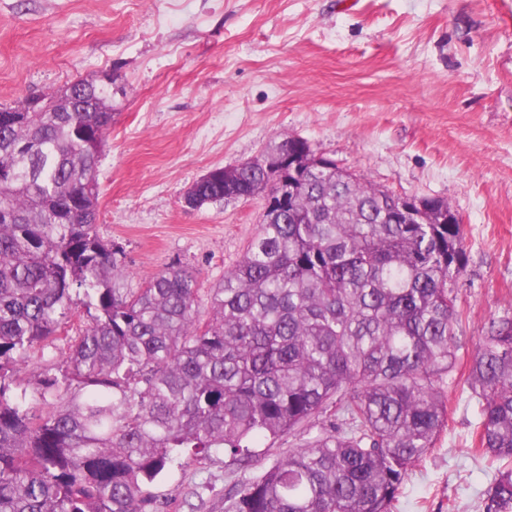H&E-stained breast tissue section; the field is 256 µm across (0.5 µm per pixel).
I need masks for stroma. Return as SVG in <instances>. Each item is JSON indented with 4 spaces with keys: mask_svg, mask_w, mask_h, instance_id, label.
Wrapping results in <instances>:
<instances>
[{
    "mask_svg": "<svg viewBox=\"0 0 512 512\" xmlns=\"http://www.w3.org/2000/svg\"><path fill=\"white\" fill-rule=\"evenodd\" d=\"M109 69L98 232L131 286L176 263L222 281L263 201L190 209L183 195L286 136L457 211L468 263L448 425L392 512H483L495 469L472 452L480 406L463 382L481 323L512 317V0H0V106ZM241 477L219 455L153 489L209 512Z\"/></svg>",
    "mask_w": 512,
    "mask_h": 512,
    "instance_id": "35a3bbf8",
    "label": "stroma"
}]
</instances>
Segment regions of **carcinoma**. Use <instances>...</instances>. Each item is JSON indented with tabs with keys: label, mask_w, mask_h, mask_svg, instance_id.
<instances>
[{
	"label": "carcinoma",
	"mask_w": 512,
	"mask_h": 512,
	"mask_svg": "<svg viewBox=\"0 0 512 512\" xmlns=\"http://www.w3.org/2000/svg\"><path fill=\"white\" fill-rule=\"evenodd\" d=\"M92 77L0 114V512H168L152 486L185 452L247 469L256 440L313 428L224 512H390L447 427L464 225L442 200L393 218V193L288 136L185 193L191 208L272 193L266 159L304 152L297 203L263 215L221 283L176 264L132 288L97 231L112 88L73 111ZM57 340L20 387L28 352ZM466 383L476 452L498 464L484 512H512V317L482 322Z\"/></svg>",
	"instance_id": "obj_1"
}]
</instances>
